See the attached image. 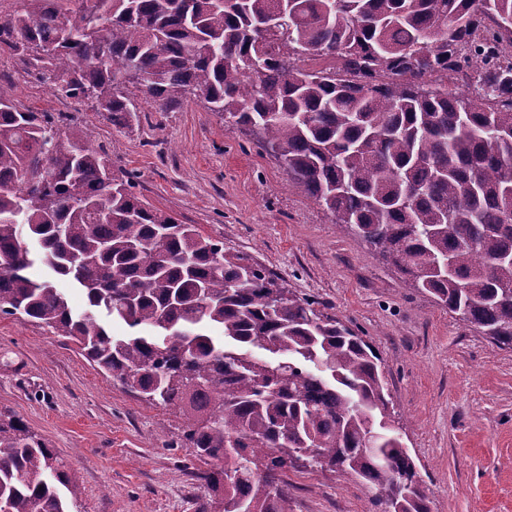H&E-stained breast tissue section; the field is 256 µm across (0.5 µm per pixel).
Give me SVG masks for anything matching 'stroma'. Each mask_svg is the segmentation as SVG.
Instances as JSON below:
<instances>
[{"instance_id":"stroma-1","label":"stroma","mask_w":512,"mask_h":512,"mask_svg":"<svg viewBox=\"0 0 512 512\" xmlns=\"http://www.w3.org/2000/svg\"><path fill=\"white\" fill-rule=\"evenodd\" d=\"M0 89L19 106L69 116L113 171L136 173L150 206L251 256L373 345L430 512H512V349L410 287L202 98L169 110L139 100L137 123L118 130L7 52ZM0 411L23 418L76 471L83 512H195L209 497L190 475L198 462L181 445L183 416L17 316L0 318ZM288 482L291 512H366L374 495L318 467L290 471Z\"/></svg>"}]
</instances>
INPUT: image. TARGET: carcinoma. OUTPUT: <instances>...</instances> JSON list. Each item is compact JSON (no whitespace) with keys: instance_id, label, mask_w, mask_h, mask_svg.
<instances>
[{"instance_id":"carcinoma-1","label":"carcinoma","mask_w":512,"mask_h":512,"mask_svg":"<svg viewBox=\"0 0 512 512\" xmlns=\"http://www.w3.org/2000/svg\"><path fill=\"white\" fill-rule=\"evenodd\" d=\"M17 3L0 50L56 94L95 101L118 129L139 112L131 87L162 110L202 96L411 287L512 349V0ZM279 12L286 42H261ZM63 122L0 89V317L54 330L185 415L184 444L210 462L191 471L211 491L196 512H291L288 471L313 466L370 485L371 512H428L373 346L148 206L134 174ZM23 224L92 313L30 276ZM81 494L65 460L0 413V512H80Z\"/></svg>"}]
</instances>
